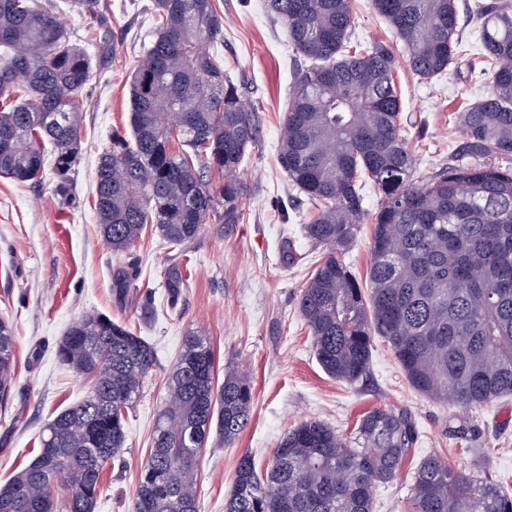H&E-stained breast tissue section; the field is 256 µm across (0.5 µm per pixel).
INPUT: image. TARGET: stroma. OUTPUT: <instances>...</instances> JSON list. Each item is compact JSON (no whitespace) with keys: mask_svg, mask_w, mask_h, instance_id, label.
Returning a JSON list of instances; mask_svg holds the SVG:
<instances>
[{"mask_svg":"<svg viewBox=\"0 0 512 512\" xmlns=\"http://www.w3.org/2000/svg\"><path fill=\"white\" fill-rule=\"evenodd\" d=\"M62 20L71 41L92 56V76L83 96L81 159L67 198L43 174L28 182L0 176V316L15 336V376L0 402V483L37 455L45 426L89 393L87 379L59 363L58 341L88 311L122 322L149 341L157 365L130 412L123 459L106 467L96 512H130L152 429L166 397V374L185 336H206L217 370L229 364L251 378V419L236 441L209 448L196 481L200 512H224L243 454L265 466L283 434L307 419L353 435L361 416L376 406L411 413L419 431L403 469L374 493L373 512H409L412 476L419 462L439 455L452 469L494 481L512 480V396L458 414L413 390L394 354L375 338L368 379L336 380L318 364L311 333L298 302L320 257L302 226L315 212L279 164L283 121L293 70L304 65L293 54L284 25L265 0H218L224 17V65L244 83L259 115L258 140L240 168L247 187L239 223L203 225L183 268L178 302L169 299L172 251L155 229H147L127 252L107 250L99 236L93 187L97 158L113 130H128V76L151 40V0H100L105 25L78 15L67 0H45ZM475 0H458L462 55L447 72L425 80L396 50L395 83L411 119L406 133L415 156V176L426 179L456 163L463 141L458 112L490 89L471 14ZM353 43H395L370 0H352ZM304 253L289 263L287 248ZM138 263L141 274L118 298L117 273ZM469 429L457 439V425Z\"/></svg>","mask_w":512,"mask_h":512,"instance_id":"35a3bbf8","label":"stroma"}]
</instances>
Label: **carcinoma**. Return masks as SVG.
<instances>
[{
    "label": "carcinoma",
    "instance_id": "cac0c4a2",
    "mask_svg": "<svg viewBox=\"0 0 512 512\" xmlns=\"http://www.w3.org/2000/svg\"><path fill=\"white\" fill-rule=\"evenodd\" d=\"M100 0H69L91 19ZM418 76L437 77L459 55L458 0H371ZM160 24L129 80L132 138L112 131L96 169L94 210L114 253L145 226L188 252L204 224H237L246 186L239 169L257 143L259 117L245 87L212 46L224 41L217 0H152ZM296 53L280 162L316 206L305 237L324 250L299 311L330 376L367 375L374 337L391 346L410 386L459 412L512 395V0L478 17L491 90L457 115L466 160L414 179L392 47L347 50L351 0H266ZM88 51L65 35L41 0H0V176L37 177L51 162L68 193L80 159ZM381 200L366 207L363 187ZM373 224L367 287L345 263L358 225ZM12 323L0 319V398L14 377ZM58 361L91 378L82 402L44 429L38 455L0 484V512H95L104 468L122 458L129 412L157 364L152 344L96 312L73 323ZM209 340H184L168 376L131 512H199L196 472L206 448L232 444L248 425L247 375L215 384ZM418 443L410 413L375 407L355 436L310 419L287 431L270 463L243 455L224 512H373V490L402 469ZM411 512H512L508 486L467 475L431 455L418 464Z\"/></svg>",
    "mask_w": 512,
    "mask_h": 512
}]
</instances>
